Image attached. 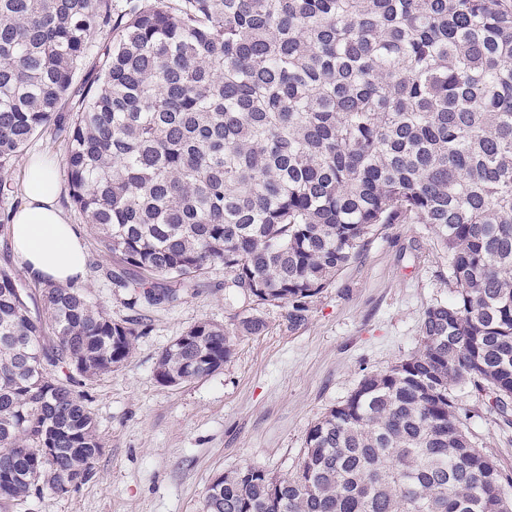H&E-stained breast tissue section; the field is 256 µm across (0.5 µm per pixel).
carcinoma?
<instances>
[{
    "mask_svg": "<svg viewBox=\"0 0 512 512\" xmlns=\"http://www.w3.org/2000/svg\"><path fill=\"white\" fill-rule=\"evenodd\" d=\"M51 124L129 307L175 305L214 263L247 302L160 353L165 386L219 370L269 307L303 324L380 224H426L447 253L418 349L314 422L292 475L227 471L204 512H512L455 398L512 413V0H0L1 197ZM30 298L0 266V512L92 477L80 380L140 335L83 288Z\"/></svg>",
    "mask_w": 512,
    "mask_h": 512,
    "instance_id": "obj_1",
    "label": "carcinoma"
}]
</instances>
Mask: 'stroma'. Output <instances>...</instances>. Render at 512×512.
Returning a JSON list of instances; mask_svg holds the SVG:
<instances>
[{
	"label": "stroma",
	"instance_id": "1",
	"mask_svg": "<svg viewBox=\"0 0 512 512\" xmlns=\"http://www.w3.org/2000/svg\"><path fill=\"white\" fill-rule=\"evenodd\" d=\"M65 153L51 132L34 137L12 170L15 191L0 201V213L23 205L31 158L52 161L59 205L88 254L84 288L113 319L133 318L108 279L114 259L70 199ZM202 282L176 307L150 312L124 367L85 383L103 442L94 477L63 496L43 490L16 512H202L209 483L226 471L254 464L292 474L310 425L364 374L414 352L425 310L446 300L451 288L448 257L432 229L381 225L304 324L289 327L286 309L269 308L266 330L240 337L221 369L180 386L162 385L155 362L177 336L204 319L233 321L223 265L209 267ZM455 395L477 445L512 471V425L488 411L485 396L473 388L459 387Z\"/></svg>",
	"mask_w": 512,
	"mask_h": 512
}]
</instances>
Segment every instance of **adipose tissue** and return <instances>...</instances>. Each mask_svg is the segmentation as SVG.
I'll return each mask as SVG.
<instances>
[{
    "mask_svg": "<svg viewBox=\"0 0 512 512\" xmlns=\"http://www.w3.org/2000/svg\"><path fill=\"white\" fill-rule=\"evenodd\" d=\"M25 204L12 216L10 241L21 266L36 279L67 283L87 273L86 247L57 204L52 162L32 158L24 184Z\"/></svg>",
    "mask_w": 512,
    "mask_h": 512,
    "instance_id": "obj_1",
    "label": "adipose tissue"
}]
</instances>
